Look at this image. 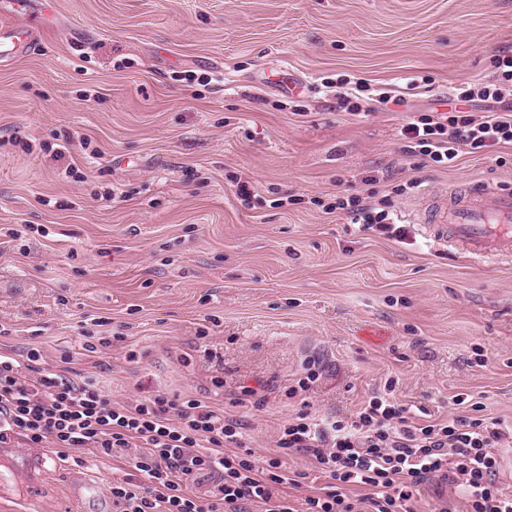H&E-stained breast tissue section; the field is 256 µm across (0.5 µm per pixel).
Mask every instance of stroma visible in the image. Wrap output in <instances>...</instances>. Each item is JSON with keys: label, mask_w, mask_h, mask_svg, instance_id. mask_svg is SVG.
<instances>
[{"label": "stroma", "mask_w": 512, "mask_h": 512, "mask_svg": "<svg viewBox=\"0 0 512 512\" xmlns=\"http://www.w3.org/2000/svg\"><path fill=\"white\" fill-rule=\"evenodd\" d=\"M31 6L44 15L35 46L0 63V228L23 230L0 235V344L70 360L120 405L160 389L223 408L259 459L281 454L288 388L309 356L325 369L319 411L355 413L392 378L411 413L445 418L465 393L512 425V266L470 262L416 224L400 242L311 203L360 193L371 171L402 218L419 196L391 190L412 177L432 194L512 189V146L432 169L397 138L411 113L447 111L454 86L512 51V0ZM412 74L431 90L357 117L320 89ZM97 318L114 341L91 353ZM242 386L264 404L236 405ZM37 454L19 438L0 447V512H112L109 487L132 470L129 451ZM445 507L466 510L434 480L412 505Z\"/></svg>", "instance_id": "obj_1"}]
</instances>
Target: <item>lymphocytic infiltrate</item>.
Here are the masks:
<instances>
[{
    "mask_svg": "<svg viewBox=\"0 0 512 512\" xmlns=\"http://www.w3.org/2000/svg\"><path fill=\"white\" fill-rule=\"evenodd\" d=\"M488 82L464 83L445 112H417L397 130L405 154L423 166L449 168L465 154L512 145V112L496 106L512 97V53L491 60ZM482 102L486 116L469 108ZM326 212L388 238L406 236L387 199L358 194L337 198ZM288 389L300 408L279 429L283 452L310 459L328 483L295 502L280 487L294 478L280 457L256 461L226 454L242 446L243 426L204 400L173 399L160 390L135 404H113L91 377L71 378L46 366L39 348L24 358L0 351V444L22 436L34 448H95L104 453L138 449L136 477L113 481V512H410L421 485L454 486L467 512H512V492L499 482L500 459L512 447V427L484 415H449L421 421L395 401L394 380L372 394L352 416L319 415L306 399L322 369L304 359ZM214 474L211 495L190 494L188 480ZM366 493L352 498L348 487Z\"/></svg>",
    "mask_w": 512,
    "mask_h": 512,
    "instance_id": "1",
    "label": "lymphocytic infiltrate"
}]
</instances>
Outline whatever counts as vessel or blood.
I'll return each mask as SVG.
<instances>
[{"label": "vessel or blood", "mask_w": 512, "mask_h": 512, "mask_svg": "<svg viewBox=\"0 0 512 512\" xmlns=\"http://www.w3.org/2000/svg\"><path fill=\"white\" fill-rule=\"evenodd\" d=\"M22 0L13 12L17 24H0V59L26 51L41 26L39 17L26 14ZM427 237L464 254L470 261L503 263L512 260V192L484 185L453 187L447 197H425L411 212Z\"/></svg>", "instance_id": "vessel-or-blood-1"}]
</instances>
